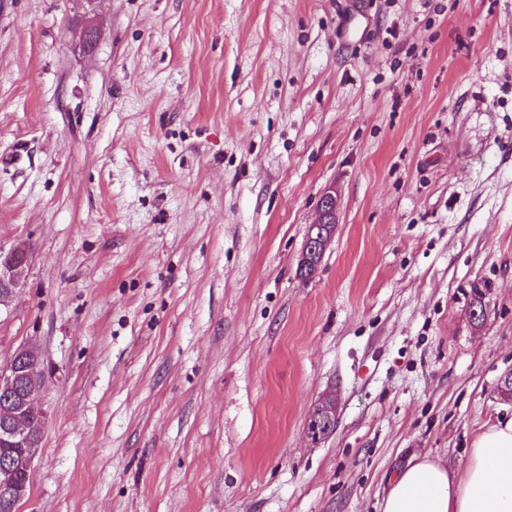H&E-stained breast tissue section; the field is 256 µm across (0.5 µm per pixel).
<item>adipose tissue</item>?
I'll use <instances>...</instances> for the list:
<instances>
[{
    "mask_svg": "<svg viewBox=\"0 0 512 512\" xmlns=\"http://www.w3.org/2000/svg\"><path fill=\"white\" fill-rule=\"evenodd\" d=\"M381 512H512V417L484 425L460 474L412 456L391 475Z\"/></svg>",
    "mask_w": 512,
    "mask_h": 512,
    "instance_id": "1",
    "label": "adipose tissue"
}]
</instances>
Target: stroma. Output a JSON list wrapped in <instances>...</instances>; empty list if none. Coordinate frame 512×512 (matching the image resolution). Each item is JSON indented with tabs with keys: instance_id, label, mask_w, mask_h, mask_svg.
Masks as SVG:
<instances>
[{
	"instance_id": "stroma-1",
	"label": "stroma",
	"mask_w": 512,
	"mask_h": 512,
	"mask_svg": "<svg viewBox=\"0 0 512 512\" xmlns=\"http://www.w3.org/2000/svg\"><path fill=\"white\" fill-rule=\"evenodd\" d=\"M18 246L19 512H380L413 455L461 472L512 415V0H0ZM338 199L335 190L326 191L319 200L318 217L308 228L298 268L313 276L336 232ZM314 429H309L311 438L318 441L331 434L336 424V403L332 399L324 401L318 405L311 414ZM310 419V421H311ZM323 430V431H322Z\"/></svg>"
}]
</instances>
